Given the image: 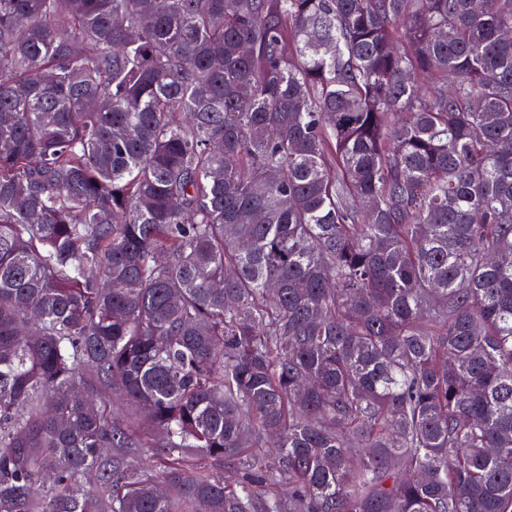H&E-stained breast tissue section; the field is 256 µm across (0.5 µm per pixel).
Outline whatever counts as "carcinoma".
<instances>
[{
    "mask_svg": "<svg viewBox=\"0 0 512 512\" xmlns=\"http://www.w3.org/2000/svg\"><path fill=\"white\" fill-rule=\"evenodd\" d=\"M0 512H512V0H0Z\"/></svg>",
    "mask_w": 512,
    "mask_h": 512,
    "instance_id": "cac0c4a2",
    "label": "carcinoma"
}]
</instances>
